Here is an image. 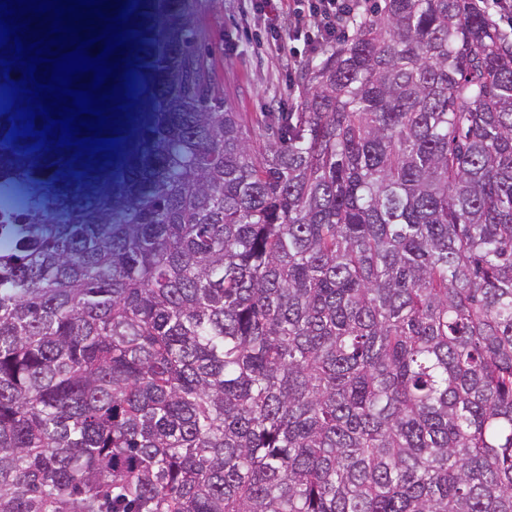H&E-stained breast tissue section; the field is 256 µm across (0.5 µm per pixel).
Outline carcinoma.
Returning a JSON list of instances; mask_svg holds the SVG:
<instances>
[{"mask_svg": "<svg viewBox=\"0 0 512 512\" xmlns=\"http://www.w3.org/2000/svg\"><path fill=\"white\" fill-rule=\"evenodd\" d=\"M201 4L102 163L0 113V512H512V37L376 0L253 138Z\"/></svg>", "mask_w": 512, "mask_h": 512, "instance_id": "carcinoma-1", "label": "carcinoma"}]
</instances>
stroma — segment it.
<instances>
[{"label": "stroma", "instance_id": "1", "mask_svg": "<svg viewBox=\"0 0 512 512\" xmlns=\"http://www.w3.org/2000/svg\"><path fill=\"white\" fill-rule=\"evenodd\" d=\"M257 2L222 0L196 16L215 92L234 111L243 113L251 131L259 128L265 113L295 111L293 86L307 58L325 50L321 44L307 46L304 37L291 32L286 0L263 10ZM276 32L284 44L278 55L268 47Z\"/></svg>", "mask_w": 512, "mask_h": 512}]
</instances>
